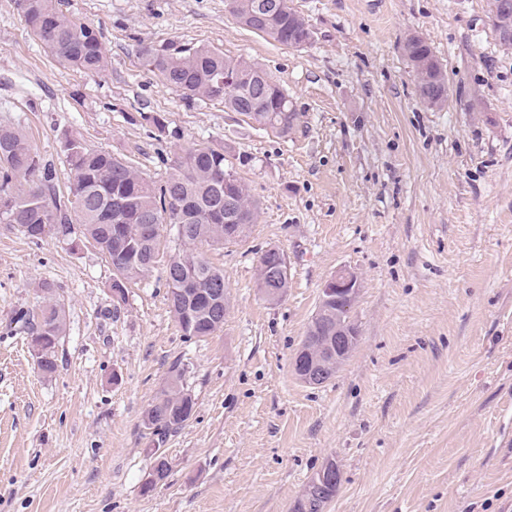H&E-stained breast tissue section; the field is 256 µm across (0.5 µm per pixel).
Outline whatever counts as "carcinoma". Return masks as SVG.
Returning a JSON list of instances; mask_svg holds the SVG:
<instances>
[{"label":"carcinoma","instance_id":"carcinoma-1","mask_svg":"<svg viewBox=\"0 0 512 512\" xmlns=\"http://www.w3.org/2000/svg\"><path fill=\"white\" fill-rule=\"evenodd\" d=\"M31 32L44 43L63 66L85 75H99L108 59L99 30L67 15L60 0H17ZM229 9L249 30L282 45L299 43L311 36L305 19L288 0H229ZM410 61L431 60L427 76L418 83L420 96L431 106L448 100L444 70L430 46L412 36L404 42ZM139 55L165 85L182 95L224 105L254 123L287 136L296 114L288 95L258 64L226 58L205 48L144 44ZM235 72L239 81L232 92L218 88L224 71ZM68 166V192L61 196L52 173L43 164L26 137L17 129L0 126V223L16 224L35 242L53 231L66 240L80 236L93 241L106 255L114 277L112 288L126 291V284L145 276L159 253V236L141 234L144 224H169L175 228L182 250L170 257L165 279L171 313L183 335L206 339L222 328L229 302L224 289V270L212 266L198 251L203 244L222 245L247 236L255 222L257 204L248 188L229 183L234 163L223 152L198 145L174 161L173 173L158 188L130 162L109 151L87 146L81 139L62 132ZM235 194V210L224 212V194ZM257 286L270 301H278L288 284L273 285L264 277ZM48 302L28 313V335L38 336L43 353L38 370L50 375L56 370V348L64 334L66 312L44 283ZM327 322L352 326V308L347 301L326 303ZM195 398L184 383V368L170 367L165 385L143 413V424L157 436V444L182 428L191 418ZM342 483L322 490L310 512H323Z\"/></svg>","mask_w":512,"mask_h":512}]
</instances>
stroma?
<instances>
[{
  "label": "stroma",
  "instance_id": "1",
  "mask_svg": "<svg viewBox=\"0 0 512 512\" xmlns=\"http://www.w3.org/2000/svg\"><path fill=\"white\" fill-rule=\"evenodd\" d=\"M290 5L312 31L301 47L244 29L226 0H64L109 57L86 76L0 0V126L23 131L58 190L66 130L158 185L193 145L226 151L259 205L242 242L204 251L229 310L200 341L168 305L174 230L116 305L95 246L36 243L0 223V512H290L329 460L342 484L327 512H512V45L490 0ZM413 34L445 71L442 107L419 95L403 51ZM143 44L258 63L286 91L293 128L281 137L172 92ZM271 247L288 259L276 302L257 287ZM341 268L359 280V341L311 387L293 359ZM44 282L67 314L48 376L23 320ZM176 362L195 411L145 494L154 444L142 415Z\"/></svg>",
  "mask_w": 512,
  "mask_h": 512
}]
</instances>
